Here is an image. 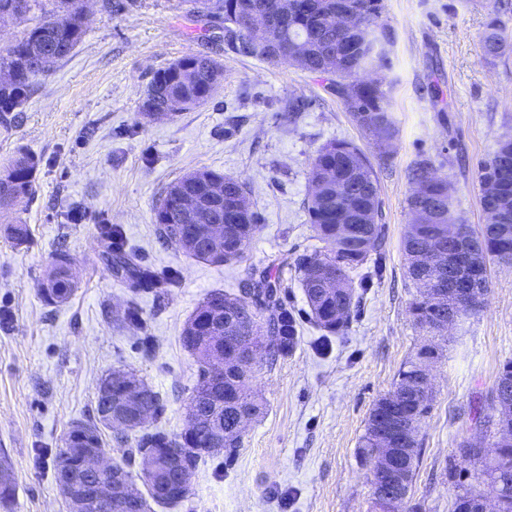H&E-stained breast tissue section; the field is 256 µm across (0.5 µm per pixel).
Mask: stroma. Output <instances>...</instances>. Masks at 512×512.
I'll return each mask as SVG.
<instances>
[{
	"instance_id": "stroma-1",
	"label": "stroma",
	"mask_w": 512,
	"mask_h": 512,
	"mask_svg": "<svg viewBox=\"0 0 512 512\" xmlns=\"http://www.w3.org/2000/svg\"><path fill=\"white\" fill-rule=\"evenodd\" d=\"M383 4L393 43L391 65L377 77L390 91L399 135L381 159L327 79L238 55L223 25L196 20L185 0H85L82 42L38 80L11 127L0 128V169L21 148L40 159L26 211L0 214V457L17 484L6 512H68L54 459L70 426L94 419L97 384L109 371L142 378L165 406L154 428L181 432L199 375L180 340L186 321L212 291L239 293L266 269L282 284L297 345L256 362L250 387L263 407L240 447L203 455L187 497L154 512H376L360 438L399 369L433 342L442 354L419 427L412 502L419 512H452L457 485L486 492L458 444L480 433L476 413L512 361V263L490 262L481 307L437 338L408 313L416 288L402 241L412 222L409 170L423 158L447 178L459 222L483 228L480 165L512 136V51L489 57L482 37L496 16L512 44V0ZM193 53L223 67L222 86L204 105L143 119L153 72ZM435 85L442 91L436 101ZM293 100L304 110L289 113ZM333 139L355 142L374 158L385 240L379 265L354 276L358 302L347 329L328 338L311 316L296 263L323 247L307 211L308 171ZM198 169L251 190L258 231L238 263L196 259L158 236L153 209L161 195ZM17 219L30 230L19 246L5 232ZM105 224L120 231L138 264L173 274L174 284L142 288L116 278L100 233ZM60 250L79 285L56 306L39 289ZM133 305L138 326L126 319Z\"/></svg>"
}]
</instances>
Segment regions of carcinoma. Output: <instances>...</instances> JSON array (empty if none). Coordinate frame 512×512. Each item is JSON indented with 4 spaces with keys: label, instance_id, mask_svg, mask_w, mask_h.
I'll return each mask as SVG.
<instances>
[{
    "label": "carcinoma",
    "instance_id": "carcinoma-1",
    "mask_svg": "<svg viewBox=\"0 0 512 512\" xmlns=\"http://www.w3.org/2000/svg\"><path fill=\"white\" fill-rule=\"evenodd\" d=\"M189 13L197 18L226 22V14L235 17L236 27H224V42L236 53L266 61L272 65L292 63L311 74L330 76V88L343 101L352 120L378 147V155H386L383 146H391L398 135V127L391 110L389 91L382 82L361 85L358 75L363 71H378L390 66L386 44L391 36L380 22L383 0H362L370 12L368 26L355 33L339 31L329 21L348 0H186ZM34 24L6 48H0V127L9 128L12 113L26 103L39 77L52 66L68 57L86 33L80 0H57L51 10L41 0H0V18L25 16L32 12ZM255 16H263L267 26L263 30L252 26ZM508 48L501 26L493 19L488 23L485 50L490 56L502 54ZM224 77L223 69L210 57L202 54L186 55L165 67L157 69L148 84L142 102L145 114L153 110H166L167 102L178 97L185 108L192 109L211 99ZM39 167V158L21 151L0 174V209H24L33 194V183ZM411 180L425 183L427 188L419 195L409 197L413 215L404 239L403 249L408 275L418 289V295L409 304L414 323L429 331L435 330L446 308L428 302L431 291L448 293L453 269L448 259L437 257L431 248L448 253V237L444 236L450 224H457L453 215V202L448 194V180L438 175L431 161L420 160L412 167ZM309 183L319 185L311 194L308 212L317 238L326 244V251H314L298 259L297 270L308 306L316 322L328 333L338 334L347 326L355 304V289L351 273L368 263L382 239L383 225L349 224L352 211L370 210L381 214L379 181L370 160L361 149L345 140H331L323 144L313 158ZM497 181L496 195L481 196L485 215L482 234L476 237L466 224H458V243L474 260L487 264L491 260L512 261V139L502 140L493 157L486 162L480 174L481 185ZM181 188L185 203L168 205L171 190H166L154 212L160 237L169 247L190 256L213 263H229L243 258L258 230L257 216L245 187L233 178L209 170L187 173L172 184ZM214 223L224 224V244L210 241L209 228ZM65 254H55L47 283L50 295L43 296L49 304H64L76 291L66 276L61 263ZM113 273L126 276L145 288L164 284L162 277L148 267L137 266L130 255L114 248L109 253ZM324 264L336 275V291L327 293L316 289L311 281L315 266ZM281 284L270 271L261 272L232 295L214 291L197 307L193 318L208 313L211 321H203L196 330L198 336L213 334V326H224V344L220 345L225 360L240 356L249 344L260 336L270 337L273 355L285 354L297 343L296 320L278 296ZM182 345L201 365V372L192 393H201L213 386L208 357L210 347L196 344L182 336ZM435 346L425 345L417 359L407 362L398 373L392 393L398 401L384 406L376 402L369 414L365 433L361 439L362 454L374 462L373 438L376 427L388 425L405 436L399 455L406 473L400 487L403 497L411 496L416 470L421 461L422 443L418 430L411 428L414 417H424L431 408V399L423 398L416 389L417 365ZM112 374L100 381L96 393L97 419L92 423L76 422L66 432L63 447L56 462L70 461L72 477L84 492L87 512H122L118 501H103L94 495L91 483L80 476L79 459L86 447L104 446L102 431L112 429L109 411L112 408ZM237 375H224V389H237ZM239 390V389H237ZM240 401L224 405V431L230 433L225 447H239L241 437L233 434L238 411L250 406L261 410L262 404L251 401L247 388L239 390ZM195 418L186 420L179 434L162 430H140L136 447L127 449L125 463L116 464L126 479H132L127 467L145 448L159 451L165 448H192L184 456L183 464L195 469L202 455L215 447L210 426L211 402L197 398ZM508 431L494 442L499 453L488 457L480 448H472L461 441L458 446L463 462L478 468L488 480L490 491L498 493L499 512H512V408L506 417ZM370 483L374 506L381 509V500L389 493L386 475L377 467L371 469ZM188 491L174 486L156 496L150 488L142 495L151 504L175 505L187 497ZM481 494L464 489L455 493L453 512H478Z\"/></svg>",
    "mask_w": 512,
    "mask_h": 512
}]
</instances>
